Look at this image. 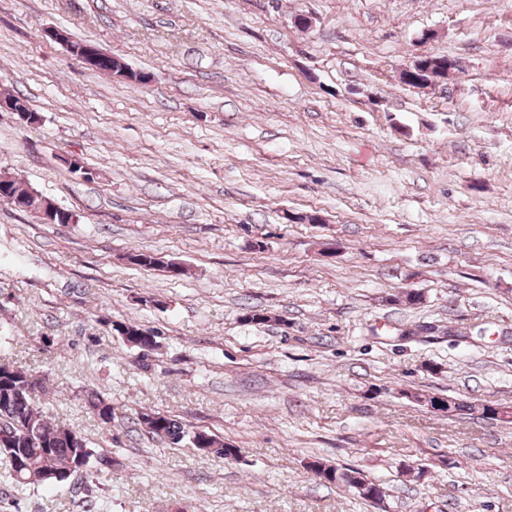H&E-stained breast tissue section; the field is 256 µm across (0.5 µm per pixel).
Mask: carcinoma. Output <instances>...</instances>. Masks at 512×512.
<instances>
[{
  "label": "carcinoma",
  "instance_id": "1",
  "mask_svg": "<svg viewBox=\"0 0 512 512\" xmlns=\"http://www.w3.org/2000/svg\"><path fill=\"white\" fill-rule=\"evenodd\" d=\"M118 332L124 335L129 344L145 351L156 344V337L142 333L135 324H122ZM42 390L41 379L29 371L12 366L10 371L0 373V421L15 429L9 446H0V454L9 462L8 475L18 485L40 483L50 485L62 482V476L74 467L94 462L100 470L112 467V457L96 454L87 439L63 425H54L42 414L37 405V393ZM22 394L24 401L16 399ZM85 404L103 423L112 422V402L104 396L90 391L85 396ZM135 425L149 436L178 444L189 439L195 448L224 457L234 455V449L224 446V442L205 430L190 431L184 425L165 414L141 411ZM312 465L318 468L317 476L329 484H342L353 488L364 499L377 491L374 481L354 468H338L315 460Z\"/></svg>",
  "mask_w": 512,
  "mask_h": 512
}]
</instances>
